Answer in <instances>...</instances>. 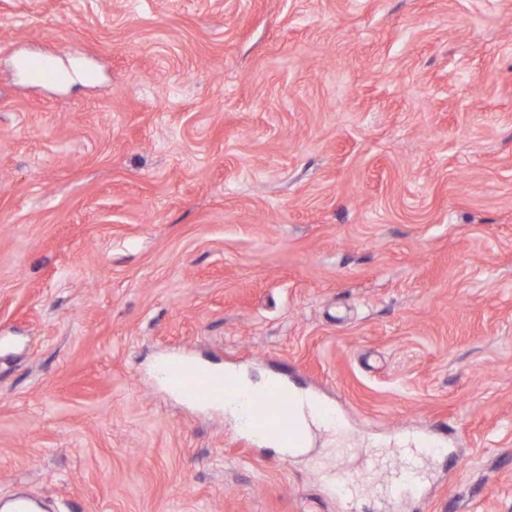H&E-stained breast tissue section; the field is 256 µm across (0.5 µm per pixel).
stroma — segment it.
<instances>
[{
	"mask_svg": "<svg viewBox=\"0 0 512 512\" xmlns=\"http://www.w3.org/2000/svg\"><path fill=\"white\" fill-rule=\"evenodd\" d=\"M22 51L98 80L24 86ZM168 357L344 429L279 454ZM20 492L512 512V0H0V507ZM162 367L164 376L171 385L186 390L204 404L224 405V399L228 397L230 390L226 379H224V372L216 371L202 362L191 365L181 359L170 360ZM224 407L237 420L245 421L240 405L229 402ZM294 395L296 399L295 411L299 420L303 424L305 431L304 440L298 443H287L280 442L270 437H266L264 439L265 442L280 448L284 455H298L305 453L309 449L308 445L310 442V430L312 425L321 426L328 423L334 426L335 424V422L331 420L332 413L326 410L318 399L301 392H294Z\"/></svg>",
	"mask_w": 512,
	"mask_h": 512,
	"instance_id": "35a3bbf8",
	"label": "stroma"
}]
</instances>
